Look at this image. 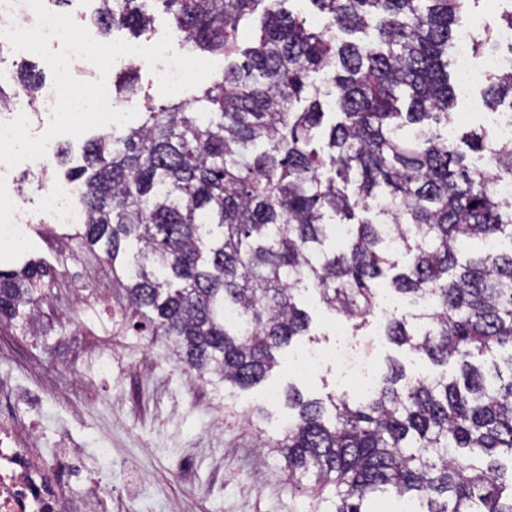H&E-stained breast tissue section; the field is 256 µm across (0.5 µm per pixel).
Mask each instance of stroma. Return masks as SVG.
Returning a JSON list of instances; mask_svg holds the SVG:
<instances>
[{"mask_svg":"<svg viewBox=\"0 0 512 512\" xmlns=\"http://www.w3.org/2000/svg\"><path fill=\"white\" fill-rule=\"evenodd\" d=\"M85 137L61 136L51 147L59 153L49 171L0 166V188L25 201L30 233L22 242L0 239V258L12 267L29 262L51 265L48 296L26 312L18 328L5 329L15 350L0 361V379L19 380L25 392L40 389L42 375L80 372L84 384L46 396L41 404L18 409L22 423L39 428L45 448L61 443L80 470L73 496L112 488L114 512H313L315 492L288 477L279 460L259 459V433L277 434L288 420L284 399H269L270 389L295 386L309 398L353 390L357 381L343 360L368 363L372 377L397 357L409 370H430L423 357L389 344L379 334L384 321L375 311L363 328L313 305L311 333L282 352L266 381L247 390L226 389L199 380L157 336L135 347L105 332L104 316L86 313L75 296L79 288L121 289L100 251L81 247L68 227L48 223L38 182L61 183L66 172L83 165ZM70 251L68 267L57 258ZM321 352L324 363L298 375L295 366L307 351ZM111 360L112 375L100 377L85 366L87 352ZM228 403L223 418L209 409L213 396Z\"/></svg>","mask_w":512,"mask_h":512,"instance_id":"stroma-1","label":"stroma"}]
</instances>
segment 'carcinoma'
<instances>
[{"label":"carcinoma","instance_id":"1","mask_svg":"<svg viewBox=\"0 0 512 512\" xmlns=\"http://www.w3.org/2000/svg\"><path fill=\"white\" fill-rule=\"evenodd\" d=\"M160 2L189 51L230 60L204 91L209 110L149 106L138 127L88 141L68 179L85 215L76 237L112 263L135 330L164 337L207 382L245 390L309 331L302 292L364 320L387 279L424 306L391 317L385 336L458 375L392 359L367 396L306 399L290 385L293 418L259 437L262 456L281 457L299 483L314 477L324 512H367L379 494L423 512H512V198L498 192L512 183V146L474 131L448 139V66L471 0H306L317 30L284 0ZM141 3L97 0L101 33L145 31ZM256 15L260 34L243 49ZM373 21L374 38L351 39ZM496 40L488 29L471 49ZM14 83L44 89L25 68ZM138 84L133 68L113 82L118 95ZM484 99L512 109V64ZM501 238L508 251L459 261L463 243ZM50 276L0 269V324Z\"/></svg>","mask_w":512,"mask_h":512}]
</instances>
